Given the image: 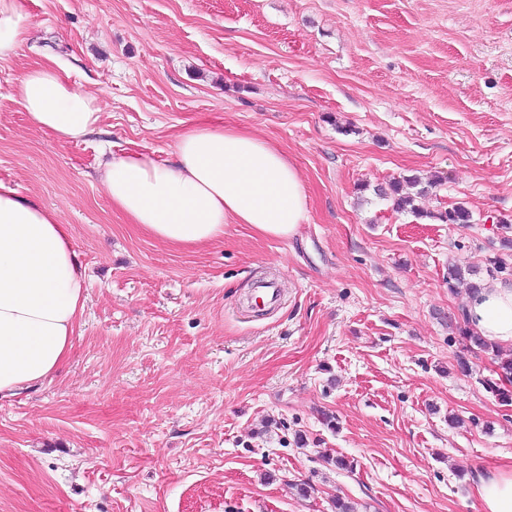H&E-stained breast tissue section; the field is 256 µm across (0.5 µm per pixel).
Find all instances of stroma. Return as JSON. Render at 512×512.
Segmentation results:
<instances>
[{
	"label": "stroma",
	"instance_id": "stroma-1",
	"mask_svg": "<svg viewBox=\"0 0 512 512\" xmlns=\"http://www.w3.org/2000/svg\"><path fill=\"white\" fill-rule=\"evenodd\" d=\"M21 3L0 179L71 225L88 301L52 380L0 400V512H477L512 405L490 355L459 369L468 294L446 276L512 282V257L488 263L512 237V0ZM49 57L102 106L86 139L9 96ZM201 124L287 154L296 236L230 224L176 249L112 210L101 147L170 162ZM412 177L433 184L420 214L373 193ZM458 205L469 223L440 220ZM263 276L280 300L257 312ZM495 368L493 373L496 377L487 378L484 383L502 402H512V391L507 388L512 384V358L497 359ZM504 379L507 383H503Z\"/></svg>",
	"mask_w": 512,
	"mask_h": 512
}]
</instances>
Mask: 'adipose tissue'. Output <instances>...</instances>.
I'll return each mask as SVG.
<instances>
[{"label":"adipose tissue","instance_id":"1","mask_svg":"<svg viewBox=\"0 0 512 512\" xmlns=\"http://www.w3.org/2000/svg\"><path fill=\"white\" fill-rule=\"evenodd\" d=\"M30 26L20 0H0V64L18 55ZM10 96L31 127L60 140L86 139L101 122L97 97L53 62L25 71ZM174 155L164 163L143 152L112 153L97 169L112 208L167 246L211 243L228 224L288 238L306 218L305 186L271 142L196 126L179 135ZM85 291L71 225L0 180V398L51 380L71 348ZM466 309L474 331L512 345V284L471 294ZM472 482L479 512H512V466L475 472Z\"/></svg>","mask_w":512,"mask_h":512}]
</instances>
